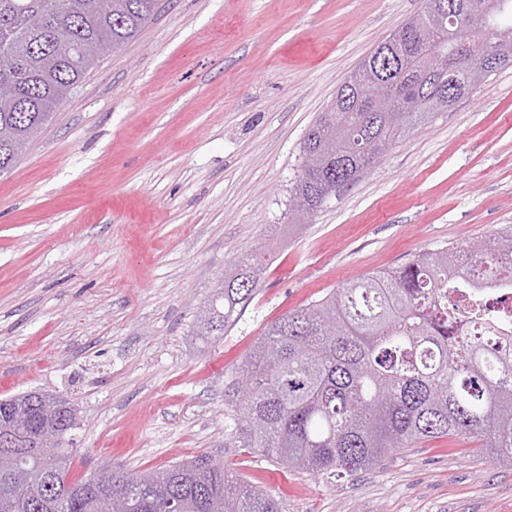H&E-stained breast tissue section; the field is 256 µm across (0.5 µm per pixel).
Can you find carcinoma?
Instances as JSON below:
<instances>
[{
    "label": "carcinoma",
    "instance_id": "obj_1",
    "mask_svg": "<svg viewBox=\"0 0 512 512\" xmlns=\"http://www.w3.org/2000/svg\"><path fill=\"white\" fill-rule=\"evenodd\" d=\"M468 10L491 4L502 65L512 62V0H446ZM163 0H0V176L11 172L34 135L100 57L136 38ZM401 33L381 52L400 68L367 90L390 85L395 111L338 112L331 102L300 147L295 214L316 211L337 186H349L438 108L417 73ZM478 36L448 71L461 95L488 73L476 71ZM468 257L477 278L455 280L456 260ZM265 254L247 253L224 274L197 319L196 335L224 336L258 290ZM512 285V228L464 245L423 251L396 269L353 279L267 325L252 352L230 375L225 415L233 429L224 447L159 472L112 473V512H279L268 495L224 465L208 466L228 448L273 457L312 475L367 471L390 453L435 438H455L512 467V333L489 323V306L465 315L451 305L458 288ZM29 392L0 399L41 419L51 404ZM48 431L55 453L38 458L0 445V512H101L95 491L71 498L43 480L68 475L73 449L64 447L76 424L74 406L57 396Z\"/></svg>",
    "mask_w": 512,
    "mask_h": 512
}]
</instances>
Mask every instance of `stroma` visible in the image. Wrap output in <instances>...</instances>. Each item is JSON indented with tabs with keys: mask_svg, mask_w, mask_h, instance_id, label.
Wrapping results in <instances>:
<instances>
[{
	"mask_svg": "<svg viewBox=\"0 0 512 512\" xmlns=\"http://www.w3.org/2000/svg\"><path fill=\"white\" fill-rule=\"evenodd\" d=\"M424 0H171L107 55L0 177V397L75 407L72 480L162 471L224 445L228 375L277 318L362 274L512 225V64L302 222L319 112ZM259 289L209 342L222 273ZM280 512H512V469L448 438L314 476L229 450ZM264 253L251 252L239 257L224 274L211 300L197 319L196 336L211 340L224 336L235 325L243 310L258 290L259 275L264 266Z\"/></svg>",
	"mask_w": 512,
	"mask_h": 512,
	"instance_id": "35a3bbf8",
	"label": "stroma"
}]
</instances>
